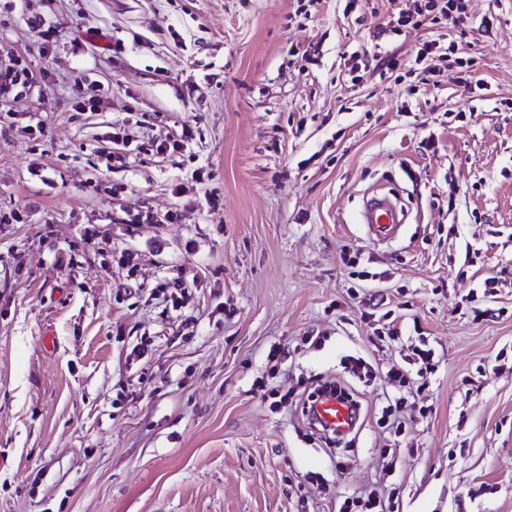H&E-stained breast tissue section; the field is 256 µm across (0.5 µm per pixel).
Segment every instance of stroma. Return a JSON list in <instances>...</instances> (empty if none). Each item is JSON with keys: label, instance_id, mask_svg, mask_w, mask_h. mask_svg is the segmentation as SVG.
Returning a JSON list of instances; mask_svg holds the SVG:
<instances>
[{"label": "stroma", "instance_id": "obj_1", "mask_svg": "<svg viewBox=\"0 0 512 512\" xmlns=\"http://www.w3.org/2000/svg\"><path fill=\"white\" fill-rule=\"evenodd\" d=\"M373 2L0 0V84L31 75L0 96V512H512V0L463 38ZM431 39L484 90L346 71ZM422 340L413 398L387 371ZM336 383L363 419L331 446L302 407ZM360 216L369 238L376 242L387 241L396 236L404 222V213L390 194L379 190L366 196ZM417 356L418 360L420 361L419 368H417L415 372V376L418 378H411L409 377L412 373H409V371H400L397 370L395 367H392L388 373L390 377H392L394 380L398 381L401 386H406V384H410L411 381V387L410 393L413 394V390L415 387V392L418 394H422L425 389L428 388L427 385V377L424 376V372L428 373V370H430V367L432 365L434 353L432 349H417Z\"/></svg>", "mask_w": 512, "mask_h": 512}]
</instances>
